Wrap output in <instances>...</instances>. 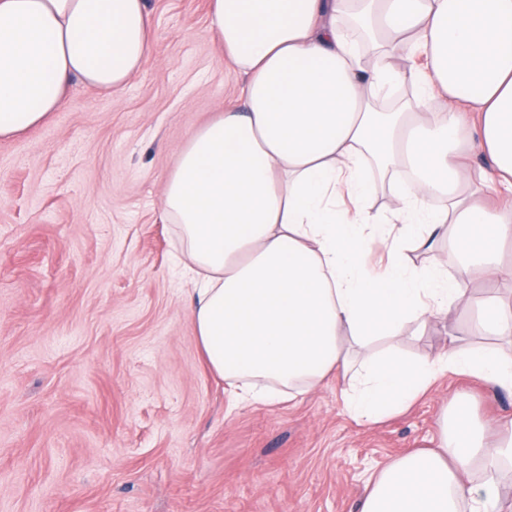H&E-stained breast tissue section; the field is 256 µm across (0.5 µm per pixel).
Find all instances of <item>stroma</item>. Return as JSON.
Masks as SVG:
<instances>
[{
	"instance_id": "1",
	"label": "stroma",
	"mask_w": 512,
	"mask_h": 512,
	"mask_svg": "<svg viewBox=\"0 0 512 512\" xmlns=\"http://www.w3.org/2000/svg\"><path fill=\"white\" fill-rule=\"evenodd\" d=\"M148 4L142 73L112 93L74 82L46 123L0 140V512H357L372 472L429 446L444 401L512 416V393L455 374L377 423L332 378L229 407L161 193L240 80L207 0ZM469 320L456 308L397 345L437 352Z\"/></svg>"
}]
</instances>
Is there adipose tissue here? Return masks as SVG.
Masks as SVG:
<instances>
[{
  "instance_id": "ef3b65f1",
  "label": "adipose tissue",
  "mask_w": 512,
  "mask_h": 512,
  "mask_svg": "<svg viewBox=\"0 0 512 512\" xmlns=\"http://www.w3.org/2000/svg\"><path fill=\"white\" fill-rule=\"evenodd\" d=\"M241 95L182 149L162 190L197 275L191 317L232 404L333 376L376 422L448 373L512 388V302L476 298L409 240L443 226L475 277L512 273V0H208ZM147 0H0V138L46 122L73 81L115 91L151 59ZM483 155L489 168H477ZM392 178L393 205L368 200ZM492 345L449 340L353 361L458 306ZM433 449L372 473L358 512H512V418L459 403Z\"/></svg>"
}]
</instances>
